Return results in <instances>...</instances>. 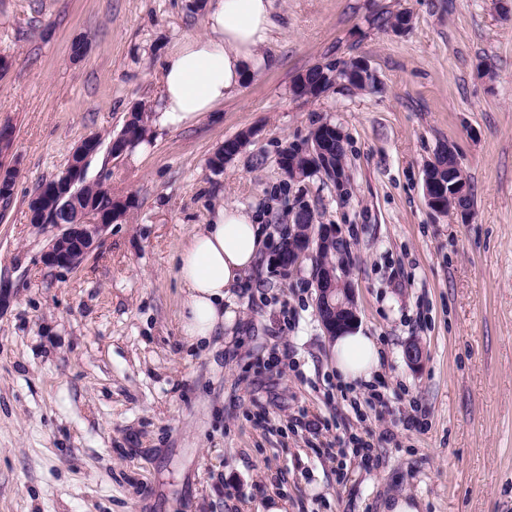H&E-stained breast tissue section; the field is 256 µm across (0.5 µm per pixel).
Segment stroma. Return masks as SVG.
Masks as SVG:
<instances>
[{
  "label": "stroma",
  "mask_w": 512,
  "mask_h": 512,
  "mask_svg": "<svg viewBox=\"0 0 512 512\" xmlns=\"http://www.w3.org/2000/svg\"><path fill=\"white\" fill-rule=\"evenodd\" d=\"M269 58L188 126H148L146 153L110 156L131 108L154 106L168 49L205 32L194 0H0V125L17 179L0 216V512H512V0H276ZM408 14L400 34L375 23ZM86 54L73 58L74 42ZM366 58L373 89L293 92L317 65ZM346 137V194L289 181L281 145L317 124ZM254 136L212 173L209 158ZM90 135L87 179L134 208L73 270L42 253L28 200ZM460 155L472 219L430 212L422 168ZM305 199L350 251L358 327L382 358L340 391L309 264L262 261L210 342L182 331L177 260L217 207L278 240ZM294 321L284 329L283 315ZM419 365L405 358L409 343ZM315 423L308 431L304 422ZM370 440L369 458L336 454Z\"/></svg>",
  "instance_id": "1"
}]
</instances>
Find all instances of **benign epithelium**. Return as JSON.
Returning a JSON list of instances; mask_svg holds the SVG:
<instances>
[{"mask_svg":"<svg viewBox=\"0 0 512 512\" xmlns=\"http://www.w3.org/2000/svg\"><path fill=\"white\" fill-rule=\"evenodd\" d=\"M344 75L351 76L364 84L375 82V74L369 63L361 57H353L346 64L339 66ZM341 137V130L333 125L328 132H322L311 138L309 153L319 164V169L329 174L330 181L340 193H345L348 182L345 180L343 163L332 160L331 136ZM96 140L89 136L81 141L72 154L78 161L65 167L58 177L43 187L36 198L38 212L51 219L78 207L81 199L80 189L86 180V162L96 153ZM431 165L424 167V193L428 207L436 214L452 212L462 223L470 220L471 210L463 205L468 195L467 184L458 180L448 185L429 177L427 171ZM112 213L99 211L92 207L84 209V217L76 224H54L55 233L43 251V264L51 269H75L98 246L103 234L112 225ZM339 239L336 224H312L307 234L298 240L299 247L286 256L282 250L273 254L274 264L283 274H288L305 260L311 261V275L317 291L316 313L325 331L333 339L338 334L354 328L358 322V313L353 287L340 266L322 265L321 256L326 241Z\"/></svg>","mask_w":512,"mask_h":512,"instance_id":"benign-epithelium-1","label":"benign epithelium"}]
</instances>
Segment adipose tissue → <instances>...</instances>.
<instances>
[{"label": "adipose tissue", "mask_w": 512, "mask_h": 512, "mask_svg": "<svg viewBox=\"0 0 512 512\" xmlns=\"http://www.w3.org/2000/svg\"><path fill=\"white\" fill-rule=\"evenodd\" d=\"M275 28V0H212L205 34L182 41L164 58L155 124H192L235 96L261 66L256 50ZM268 244L258 217L237 206L218 209L212 224L191 238L179 256V278L188 294L185 336L205 343L233 322L224 301ZM333 351L336 368L348 381L370 378L379 364L375 341L358 332L337 337Z\"/></svg>", "instance_id": "ef3b65f1"}]
</instances>
